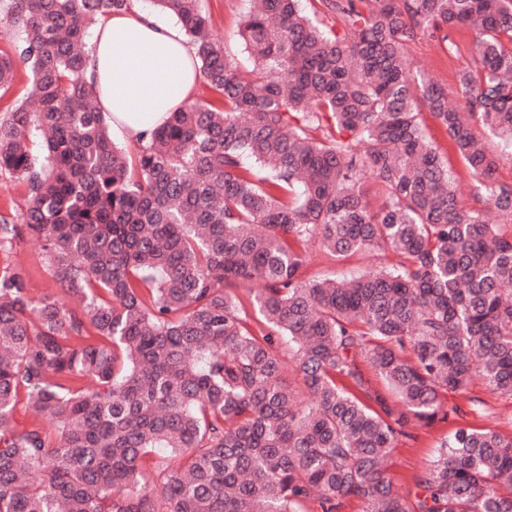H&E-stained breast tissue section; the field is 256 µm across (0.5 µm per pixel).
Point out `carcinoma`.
Listing matches in <instances>:
<instances>
[{"instance_id":"obj_1","label":"carcinoma","mask_w":512,"mask_h":512,"mask_svg":"<svg viewBox=\"0 0 512 512\" xmlns=\"http://www.w3.org/2000/svg\"><path fill=\"white\" fill-rule=\"evenodd\" d=\"M148 2L193 45L203 95L129 148L85 66L89 29L130 0H0V98L30 72L0 113V175L26 198L0 212V512H512L494 429L456 427L413 507L386 467L448 418L444 394L479 379L512 397V187L477 131L512 142V0H320L341 34L301 0H249L247 68L202 0ZM465 26L453 102L404 46L449 49ZM423 108L506 223L462 206ZM25 239L80 310L33 295L10 258ZM311 243L389 263L305 279Z\"/></svg>"}]
</instances>
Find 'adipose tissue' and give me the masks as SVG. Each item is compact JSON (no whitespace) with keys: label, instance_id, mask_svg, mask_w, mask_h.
<instances>
[{"label":"adipose tissue","instance_id":"1","mask_svg":"<svg viewBox=\"0 0 512 512\" xmlns=\"http://www.w3.org/2000/svg\"><path fill=\"white\" fill-rule=\"evenodd\" d=\"M92 42L87 76L106 121L129 142H147L194 87V49L178 26L136 8L104 20Z\"/></svg>","mask_w":512,"mask_h":512}]
</instances>
